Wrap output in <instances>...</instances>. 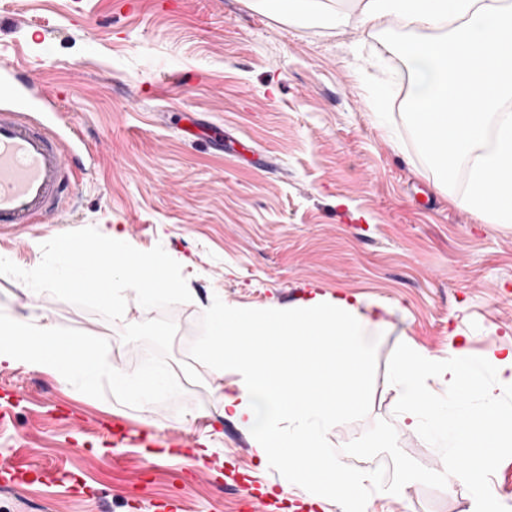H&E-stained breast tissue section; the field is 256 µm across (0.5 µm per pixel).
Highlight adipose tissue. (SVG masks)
Here are the masks:
<instances>
[{"mask_svg":"<svg viewBox=\"0 0 512 512\" xmlns=\"http://www.w3.org/2000/svg\"><path fill=\"white\" fill-rule=\"evenodd\" d=\"M359 22L406 32L393 47L407 70L406 109L422 150L446 172L472 165L459 206L486 224H512V0H358ZM206 349L216 373L239 381L224 393V417L252 435L261 466H284L289 484L317 500L343 497L367 512L365 478L330 461L324 437L369 398L366 371L386 327L343 297L315 294L297 308L209 310ZM442 393H435L433 383ZM400 422L448 451L475 512H496L483 476L496 450L512 447V348L471 359L453 349L441 362L408 340L392 358Z\"/></svg>","mask_w":512,"mask_h":512,"instance_id":"1","label":"adipose tissue"}]
</instances>
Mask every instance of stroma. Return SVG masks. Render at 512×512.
<instances>
[{"label":"stroma","instance_id":"obj_1","mask_svg":"<svg viewBox=\"0 0 512 512\" xmlns=\"http://www.w3.org/2000/svg\"><path fill=\"white\" fill-rule=\"evenodd\" d=\"M280 14L275 0H0V58L35 65L95 150L76 185L77 209L51 224L0 226V254L30 270L40 246L86 226L133 247L177 255L190 302L141 307L122 320L0 275V311L109 342L108 358L142 344L126 324H176L168 362L188 388L164 404L99 400L45 370L0 367V462L16 464L0 512H341L310 504L282 470L260 467L250 433L225 421L203 342L209 309L302 305L315 292L390 307L368 368L369 402L325 437L337 467L372 476L369 512H472L448 451L405 433L391 360L405 338L444 360L456 342L475 357L512 345V228L456 204L469 165L453 176L421 150L404 109L405 68L386 39ZM192 116L223 137L183 139ZM206 442L210 453L193 450ZM419 473L404 496L386 473Z\"/></svg>","mask_w":512,"mask_h":512}]
</instances>
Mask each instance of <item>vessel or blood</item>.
Listing matches in <instances>:
<instances>
[{
	"label": "vessel or blood",
	"mask_w": 512,
	"mask_h": 512,
	"mask_svg": "<svg viewBox=\"0 0 512 512\" xmlns=\"http://www.w3.org/2000/svg\"><path fill=\"white\" fill-rule=\"evenodd\" d=\"M63 91L45 92L35 72L0 62V225L40 224L73 208L88 153Z\"/></svg>",
	"instance_id": "b4317fda"
}]
</instances>
